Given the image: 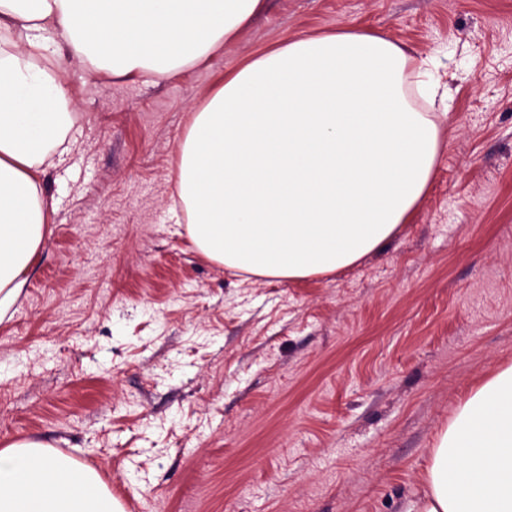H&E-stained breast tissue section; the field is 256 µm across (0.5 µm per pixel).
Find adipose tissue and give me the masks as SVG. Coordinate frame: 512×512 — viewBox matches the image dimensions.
Instances as JSON below:
<instances>
[{
	"label": "adipose tissue",
	"instance_id": "ef3b65f1",
	"mask_svg": "<svg viewBox=\"0 0 512 512\" xmlns=\"http://www.w3.org/2000/svg\"><path fill=\"white\" fill-rule=\"evenodd\" d=\"M267 0H0V323L49 232L40 175L67 141L54 38L135 78L205 64ZM397 41L341 30L247 58L193 115L178 189L209 259L259 278L336 273L383 249L428 192L441 149L433 99ZM0 512H120L98 472L36 439L0 448ZM417 512H512V366L437 439Z\"/></svg>",
	"mask_w": 512,
	"mask_h": 512
}]
</instances>
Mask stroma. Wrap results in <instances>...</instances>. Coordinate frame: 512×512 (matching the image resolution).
<instances>
[{
    "label": "stroma",
    "instance_id": "stroma-1",
    "mask_svg": "<svg viewBox=\"0 0 512 512\" xmlns=\"http://www.w3.org/2000/svg\"><path fill=\"white\" fill-rule=\"evenodd\" d=\"M340 27L447 86L434 180L350 268L228 270L176 200L192 114L253 53ZM56 68L77 119L0 324V445L95 469L124 512H411L438 433L512 366V0H268L197 68L130 80L64 46Z\"/></svg>",
    "mask_w": 512,
    "mask_h": 512
}]
</instances>
